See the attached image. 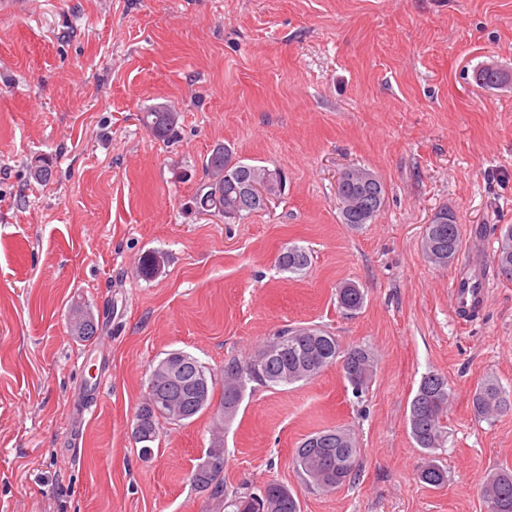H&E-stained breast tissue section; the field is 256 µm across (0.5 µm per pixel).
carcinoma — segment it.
<instances>
[{"label":"carcinoma","mask_w":512,"mask_h":512,"mask_svg":"<svg viewBox=\"0 0 512 512\" xmlns=\"http://www.w3.org/2000/svg\"><path fill=\"white\" fill-rule=\"evenodd\" d=\"M476 80L483 86L493 87L506 81L504 72L485 67L476 73ZM179 115L169 105L153 106L143 112L142 125L154 137L173 141L178 136ZM230 149L219 145L207 157L204 165L205 179L192 198V208L201 213L220 215L229 221H239L261 211L264 206L255 202L249 207L239 205V198L249 182H274V191L283 188L284 177L278 168L238 162L231 178L224 176V167L231 162ZM30 175L37 181L48 182L53 176L52 164L43 157L30 162ZM340 187L358 197V206L341 211V223L357 228L371 221L385 201V188L379 179L365 182L344 177ZM461 246L459 224L449 216L446 224H432L423 237V248L429 261L438 267H448L457 259ZM164 262L155 251L143 254L136 267L137 277L152 279ZM307 252L298 246L285 248L278 256V265L288 272H298L308 266ZM498 274L512 281V225L500 229L498 250L495 256ZM340 308L349 313L360 310L364 304V292L354 283H344L337 289ZM278 337L284 341L283 350L265 361L259 355L247 359L230 358L224 361L219 407H230L224 412V420H230L243 402L246 391L252 385L276 389L308 382L326 367L348 358L353 368L342 367L343 378L356 393L369 385L375 360L372 352L362 346L344 348L336 337L316 328H286ZM450 391L448 380L442 374L430 372L422 377L413 396L408 422L410 433L417 447L424 450L419 468V479L430 486L440 487L447 481V472L432 459L433 452L446 442L444 419L448 414ZM474 411L488 417L512 407V394L498 382H484L473 395ZM360 449L352 434L341 428L315 432L296 450L295 464L304 483L311 489L330 492L351 481L356 476ZM220 473L204 478L203 487L211 496L224 503V512H299L296 496L285 485L269 482L262 495L236 493L229 496L219 482ZM487 512H512V471L494 473L482 490Z\"/></svg>","instance_id":"obj_1"}]
</instances>
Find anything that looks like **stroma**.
I'll list each match as a JSON object with an SVG mask.
<instances>
[{"label": "stroma", "mask_w": 512, "mask_h": 512, "mask_svg": "<svg viewBox=\"0 0 512 512\" xmlns=\"http://www.w3.org/2000/svg\"><path fill=\"white\" fill-rule=\"evenodd\" d=\"M23 2L0 10V512H218L192 481L218 437L229 494L277 481L301 512H486L488 477L512 470V409L481 419L472 398L489 379L512 391V282L494 277L466 325L449 293L512 224V0ZM484 65L503 85L476 83ZM159 104L176 143L140 121ZM218 144L285 175L241 222L190 207ZM36 155L49 182L29 175ZM350 167L386 190L357 229L336 196ZM442 208L461 231L448 268L421 247ZM291 245L310 258L298 273L277 263ZM148 251L167 261L143 280ZM344 282L365 293L352 314ZM78 302L99 321L86 341L68 327ZM286 327L369 348L368 389L334 364L256 388L221 435L207 413L161 422L141 457L131 421L155 362L180 350L218 373ZM429 372L452 391L440 488L407 424ZM333 427L355 436L357 475L306 490L294 452ZM336 292L338 304L346 312L354 313L362 308L365 296L356 284L343 283Z\"/></svg>", "instance_id": "stroma-1"}]
</instances>
